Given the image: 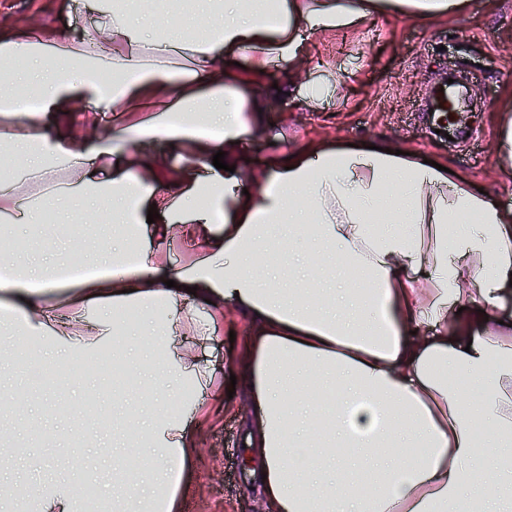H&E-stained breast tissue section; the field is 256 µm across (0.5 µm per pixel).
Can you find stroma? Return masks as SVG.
Listing matches in <instances>:
<instances>
[{
	"mask_svg": "<svg viewBox=\"0 0 512 512\" xmlns=\"http://www.w3.org/2000/svg\"><path fill=\"white\" fill-rule=\"evenodd\" d=\"M0 14L15 21L19 34L32 27L65 28L76 34L92 28L100 17L92 0H0ZM301 57L307 78L330 83V94L310 107L291 97L268 104L259 130L241 144L242 169L315 139L334 149L350 143L361 149L384 141L448 165L470 190H484L489 202L512 205V165L502 161L496 142L503 111L512 107L503 96L504 87L512 86V0H467L443 24L377 12L359 25L316 36ZM451 72L463 76L472 99L442 134L427 103ZM72 217L71 205L63 203L46 210L42 223L11 227L15 241L23 245L19 263L51 266L77 254L96 262L115 248L108 236L66 239L51 232V225ZM224 325L235 331V339L216 338L199 345L197 352L221 371L223 389H234L235 394L225 399L222 412L189 418L200 440L184 461L177 512H265L256 466L246 456V418L253 405L244 384L230 381L239 372L238 355L251 332L229 309ZM33 362L39 374L10 358L0 359V383L27 400L0 474L47 482L52 471L31 468V461L66 456L92 491L97 512H109L110 490L100 475L112 459L104 451L125 445L113 437L111 428L100 425L113 414L111 369L104 366L94 375L67 382L68 355L62 346L47 341L38 344ZM58 384L67 391L71 408L50 415L46 402Z\"/></svg>",
	"mask_w": 512,
	"mask_h": 512,
	"instance_id": "35a3bbf8",
	"label": "stroma"
}]
</instances>
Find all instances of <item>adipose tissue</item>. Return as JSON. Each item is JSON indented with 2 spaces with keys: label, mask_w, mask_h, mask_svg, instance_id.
I'll return each instance as SVG.
<instances>
[{
  "label": "adipose tissue",
  "mask_w": 512,
  "mask_h": 512,
  "mask_svg": "<svg viewBox=\"0 0 512 512\" xmlns=\"http://www.w3.org/2000/svg\"><path fill=\"white\" fill-rule=\"evenodd\" d=\"M369 0H224L203 29L182 22L148 36L129 12L101 8L80 37L50 30L0 33V78L28 80L0 95V116L20 127L0 135V222L35 224L66 198L94 204L96 224L122 232L138 252L105 262L106 278L56 284L42 271L15 269L11 323L0 348L22 357L55 339L87 365L110 345L121 366L145 351L143 366L171 389L142 395L113 417L156 412L148 442L125 448L106 477L112 512H175L185 451L197 443L190 413L214 369L194 347L224 324L225 307L248 318L252 340L239 360L258 412L247 451L260 464L266 512H506L512 487V207L489 203L418 155L340 149L310 142L238 175V142L265 108L247 97L269 64L284 73L282 92L310 104L298 84L303 43L362 22ZM425 24L447 20L462 0H386ZM249 58L247 69L237 63ZM38 111H25L28 97ZM153 102L101 135L99 113ZM85 113L86 124L57 138L56 118ZM161 140L189 150L209 177L144 162L136 142ZM224 152L231 172L215 169ZM98 178H88V170ZM247 189H240V181ZM159 216L146 229L147 211ZM155 248H146V234ZM180 241L209 255L176 270L161 250ZM307 255L297 270L291 253ZM62 286L77 306L84 336H57L43 306ZM474 307L456 322L460 300ZM180 313H173L174 305ZM154 472L150 487L132 466ZM7 493L36 512H88L82 478L62 470L51 483H14Z\"/></svg>",
  "instance_id": "ef3b65f1"
}]
</instances>
